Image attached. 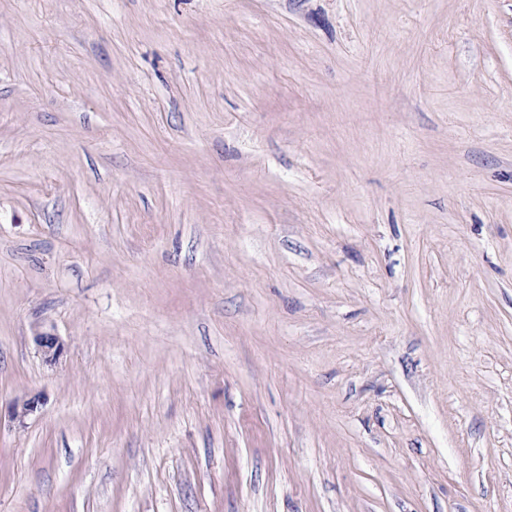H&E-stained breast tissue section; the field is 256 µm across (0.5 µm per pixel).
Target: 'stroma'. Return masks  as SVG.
<instances>
[{"mask_svg": "<svg viewBox=\"0 0 512 512\" xmlns=\"http://www.w3.org/2000/svg\"><path fill=\"white\" fill-rule=\"evenodd\" d=\"M0 512H512V0H0ZM33 339L38 352L47 365L52 366L59 362L64 352V345L56 334L50 330H38Z\"/></svg>", "mask_w": 512, "mask_h": 512, "instance_id": "1", "label": "stroma"}]
</instances>
